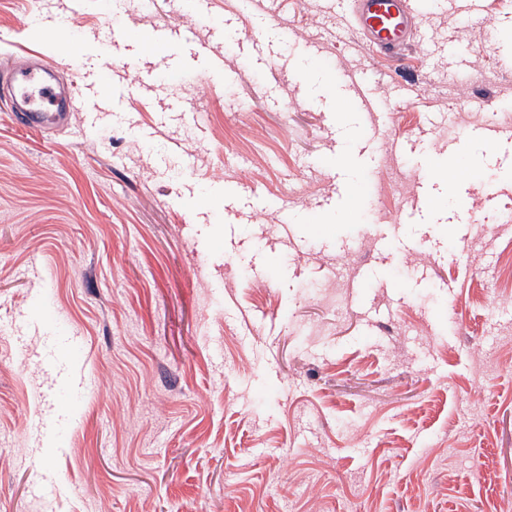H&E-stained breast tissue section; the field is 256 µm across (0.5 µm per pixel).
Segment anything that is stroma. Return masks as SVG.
Listing matches in <instances>:
<instances>
[{"label": "stroma", "mask_w": 512, "mask_h": 512, "mask_svg": "<svg viewBox=\"0 0 512 512\" xmlns=\"http://www.w3.org/2000/svg\"><path fill=\"white\" fill-rule=\"evenodd\" d=\"M468 2L389 60L351 0H0V73L73 96L0 97V512H503L512 0Z\"/></svg>", "instance_id": "obj_1"}]
</instances>
